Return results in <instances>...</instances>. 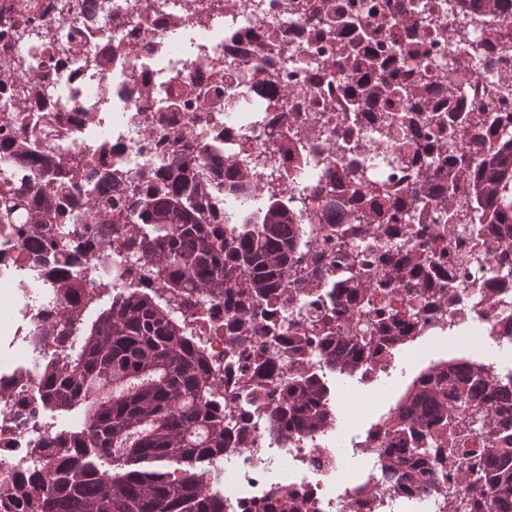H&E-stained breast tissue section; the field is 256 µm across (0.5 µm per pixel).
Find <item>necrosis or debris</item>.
Here are the masks:
<instances>
[{
	"label": "necrosis or debris",
	"mask_w": 512,
	"mask_h": 512,
	"mask_svg": "<svg viewBox=\"0 0 512 512\" xmlns=\"http://www.w3.org/2000/svg\"><path fill=\"white\" fill-rule=\"evenodd\" d=\"M24 23L29 36L17 35ZM512 150V0H0V154L38 200L58 167L73 210L52 229L0 225V285L46 293L11 310L12 344L65 361L71 345L48 319L81 318L127 285L131 208L187 174L201 223L226 235L224 200L241 184L258 203L287 201L301 246L279 293L261 303L269 332L230 348L223 301L183 293L170 303L205 350L239 441L224 450V512H392L429 502L461 512L491 448H512V370L485 365L487 393L506 410L458 416L464 432L430 420L423 485L381 468L393 434L377 423L336 448L327 430L275 439L276 381L259 377L264 346L300 356L302 334L355 336L388 307L397 344L363 357L365 382L389 374L397 346L481 325L512 341V226L480 198L476 179ZM120 199L111 220L96 195ZM42 377L0 368V468L30 479L44 440L61 429L40 408ZM359 478L342 481L347 458Z\"/></svg>",
	"instance_id": "obj_1"
}]
</instances>
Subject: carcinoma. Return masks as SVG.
<instances>
[{
    "mask_svg": "<svg viewBox=\"0 0 512 512\" xmlns=\"http://www.w3.org/2000/svg\"><path fill=\"white\" fill-rule=\"evenodd\" d=\"M512 184V158L497 157L477 185L498 212L512 214L506 189ZM69 187L44 192L41 206L30 208L28 191L0 181V224H48ZM237 225L236 236L218 242L198 222L195 199L180 188L161 190L132 212L130 246H139L140 263L167 291L187 288L219 297L235 295L244 313L269 296L299 247L297 226L288 205L271 200ZM373 336L349 344L336 340L331 370L355 376L356 350L370 347ZM74 354L63 365L35 353L34 368L46 379L42 405L73 418L66 431L73 452L61 459L40 458L38 473L24 489L0 473V486L10 495H24L33 512H224V495L204 487L197 474L224 453L229 430L224 415L213 410L218 393L203 351L185 335L168 302L136 288H127L94 321L82 324L73 337ZM284 401L271 407L272 435L294 429L330 428L336 417L329 408L330 389L308 365L284 383ZM463 407L471 394L444 384L408 386L388 415L391 421L422 425L436 417L451 423L448 398ZM399 447L388 457L392 466L409 465V477L422 482L428 449L398 430ZM478 499L496 512H512V451L491 453L474 479Z\"/></svg>",
    "mask_w": 512,
    "mask_h": 512,
    "instance_id": "obj_1",
    "label": "carcinoma"
}]
</instances>
